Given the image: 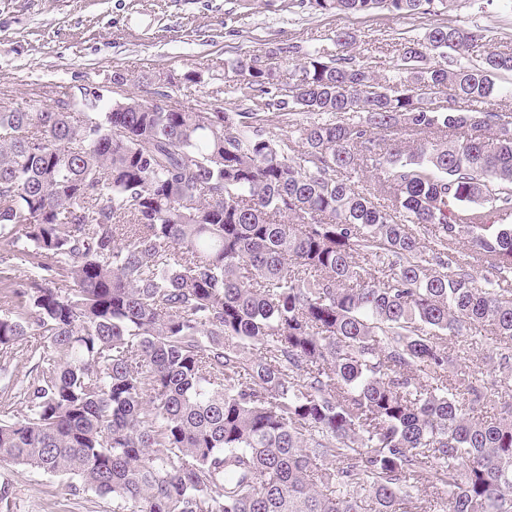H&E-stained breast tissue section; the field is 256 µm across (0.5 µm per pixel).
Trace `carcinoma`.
<instances>
[{"instance_id": "obj_1", "label": "carcinoma", "mask_w": 512, "mask_h": 512, "mask_svg": "<svg viewBox=\"0 0 512 512\" xmlns=\"http://www.w3.org/2000/svg\"><path fill=\"white\" fill-rule=\"evenodd\" d=\"M487 38L435 26L384 82L348 31L334 56H242L243 112L0 105V370L40 338L0 388V462L112 512H512V389L448 347L486 327L512 368V121L485 107L512 52L468 60ZM34 360L30 358L26 348L23 352L18 353L8 364V376L10 380L18 385L28 381L34 373H31Z\"/></svg>"}]
</instances>
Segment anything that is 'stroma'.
I'll use <instances>...</instances> for the list:
<instances>
[{"instance_id": "obj_1", "label": "stroma", "mask_w": 512, "mask_h": 512, "mask_svg": "<svg viewBox=\"0 0 512 512\" xmlns=\"http://www.w3.org/2000/svg\"><path fill=\"white\" fill-rule=\"evenodd\" d=\"M479 24L490 47H512V11L499 0H457L441 15L314 14L296 0H0V102L28 109L34 100L54 105L49 87L72 96L105 84L113 71L126 76L114 98L149 96L153 78L173 77V102L192 107L215 99L245 105L242 94L224 90V65L236 58L294 45L335 53L332 37L355 35L358 52L374 70L391 76L402 39L422 37L440 23ZM195 84L181 82L185 71ZM11 490L9 512H112L110 500L71 495L66 478L0 464V484Z\"/></svg>"}]
</instances>
